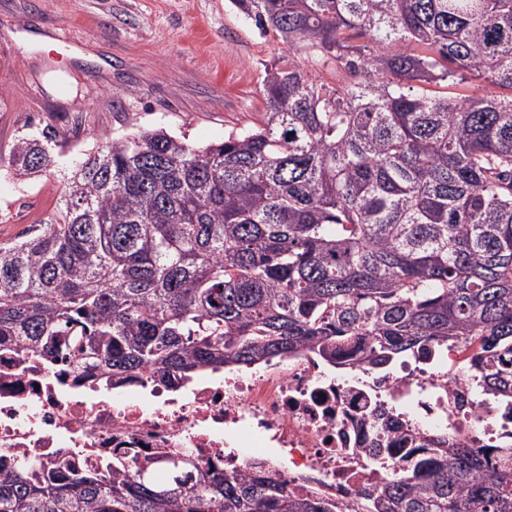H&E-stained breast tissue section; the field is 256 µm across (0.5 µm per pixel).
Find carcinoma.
Segmentation results:
<instances>
[{
    "label": "carcinoma",
    "instance_id": "carcinoma-1",
    "mask_svg": "<svg viewBox=\"0 0 512 512\" xmlns=\"http://www.w3.org/2000/svg\"><path fill=\"white\" fill-rule=\"evenodd\" d=\"M293 55L265 66L253 127L205 146L163 128L112 138L60 203L0 243V347L71 351L164 379L309 350L371 368L477 347L482 389L512 395V0H230ZM21 136L11 174L51 162ZM359 491L356 512H512V458L448 436ZM0 512H341L188 454L60 479L0 469Z\"/></svg>",
    "mask_w": 512,
    "mask_h": 512
}]
</instances>
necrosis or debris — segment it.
I'll use <instances>...</instances> for the list:
<instances>
[{
    "label": "necrosis or debris",
    "instance_id": "obj_1",
    "mask_svg": "<svg viewBox=\"0 0 512 512\" xmlns=\"http://www.w3.org/2000/svg\"><path fill=\"white\" fill-rule=\"evenodd\" d=\"M471 355L461 344L438 347L384 371L347 356L332 371L304 351L179 386L148 370L116 386L72 355L0 351V462L23 456L65 479L108 469L116 453L134 470L183 450L203 465H263L289 490L346 508L358 489L404 467L421 435L442 433L462 448L512 445V399L484 394ZM377 422L390 440L378 458L369 452Z\"/></svg>",
    "mask_w": 512,
    "mask_h": 512
}]
</instances>
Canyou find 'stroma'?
<instances>
[{"instance_id":"35a3bbf8","label":"stroma","mask_w":512,"mask_h":512,"mask_svg":"<svg viewBox=\"0 0 512 512\" xmlns=\"http://www.w3.org/2000/svg\"><path fill=\"white\" fill-rule=\"evenodd\" d=\"M287 53L229 0H0V159L26 133L59 142L38 179L0 175V241L52 212L100 139L162 127L205 146L253 127Z\"/></svg>"}]
</instances>
